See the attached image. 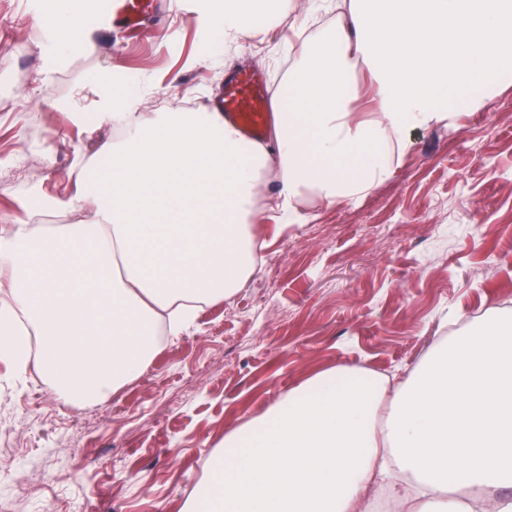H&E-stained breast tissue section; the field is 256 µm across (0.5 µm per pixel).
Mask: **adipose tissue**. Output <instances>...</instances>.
<instances>
[{
    "instance_id": "obj_1",
    "label": "adipose tissue",
    "mask_w": 512,
    "mask_h": 512,
    "mask_svg": "<svg viewBox=\"0 0 512 512\" xmlns=\"http://www.w3.org/2000/svg\"><path fill=\"white\" fill-rule=\"evenodd\" d=\"M43 73L89 36L63 0ZM205 34L236 42L265 10L269 24L323 0H191ZM512 66V0H349L337 32L302 41L272 104L266 138L248 142L221 112H138L105 95L98 124L118 126L64 203L33 193L0 211V358L25 372L24 338L67 404L106 400L203 306L254 270V205L278 218L307 196L333 206L364 197L408 149L410 127L441 123L448 102ZM374 85L361 117L357 68ZM83 220L53 232L41 212ZM217 478L185 512H361L371 488L396 512H512V312L488 309L434 344L406 378L359 366L320 372L224 438Z\"/></svg>"
}]
</instances>
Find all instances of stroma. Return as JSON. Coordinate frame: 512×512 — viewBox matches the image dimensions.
<instances>
[{"mask_svg": "<svg viewBox=\"0 0 512 512\" xmlns=\"http://www.w3.org/2000/svg\"><path fill=\"white\" fill-rule=\"evenodd\" d=\"M30 0H0V211L31 191L63 200L77 170L112 138L98 126L88 72L112 90L136 79L144 114L187 101L209 112L227 74L264 73L278 90L295 29L249 26L200 60L202 30L154 0L136 39L98 26L52 77ZM392 174L358 202L308 197L297 217L260 214L267 246L255 274L166 338L133 381L82 412L58 401L36 363L0 360V512H182L213 476L224 437L336 365L404 378L431 346L482 315L512 310V71L448 121L411 129Z\"/></svg>", "mask_w": 512, "mask_h": 512, "instance_id": "stroma-1", "label": "stroma"}]
</instances>
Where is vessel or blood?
I'll list each match as a JSON object with an SVG mask.
<instances>
[{
    "mask_svg": "<svg viewBox=\"0 0 512 512\" xmlns=\"http://www.w3.org/2000/svg\"><path fill=\"white\" fill-rule=\"evenodd\" d=\"M150 0H114L106 20L123 26L131 34H139ZM270 92L265 79L251 71L233 74L224 86L221 110L229 122L243 137L261 138L267 129Z\"/></svg>",
    "mask_w": 512,
    "mask_h": 512,
    "instance_id": "b4317fda",
    "label": "vessel or blood"
}]
</instances>
